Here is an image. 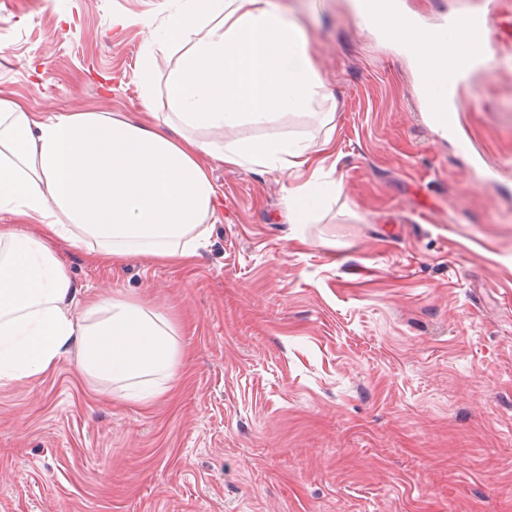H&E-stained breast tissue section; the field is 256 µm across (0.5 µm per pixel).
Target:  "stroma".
Wrapping results in <instances>:
<instances>
[{"label":"stroma","instance_id":"35a3bbf8","mask_svg":"<svg viewBox=\"0 0 512 512\" xmlns=\"http://www.w3.org/2000/svg\"><path fill=\"white\" fill-rule=\"evenodd\" d=\"M270 2L309 37L331 127L286 113L196 135L330 138L339 194L292 224L300 177L216 164L223 205L194 262L95 265L53 242L82 293L172 320L179 379L142 405L71 354L0 386V512H512V0L448 137L352 0ZM176 7L0 0V92L166 111L137 83L173 68L152 32Z\"/></svg>","mask_w":512,"mask_h":512}]
</instances>
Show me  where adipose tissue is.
<instances>
[{
  "instance_id": "ef3b65f1",
  "label": "adipose tissue",
  "mask_w": 512,
  "mask_h": 512,
  "mask_svg": "<svg viewBox=\"0 0 512 512\" xmlns=\"http://www.w3.org/2000/svg\"><path fill=\"white\" fill-rule=\"evenodd\" d=\"M158 51L173 57L166 75L140 73L141 96L152 104L165 86L167 112L152 121L105 112H33L0 93V385L39 377L70 352L84 371L128 381L130 397L147 405L173 382L180 358L168 317L109 294L69 306L78 293L49 243L83 244L98 263L149 254L187 263L210 236L219 204L209 164L293 172L311 166L327 143L291 137H254L207 143L191 129L261 125L283 112L311 107L321 82L307 37L268 0H180ZM380 37L401 47L426 77L451 83L449 62L488 60V34L441 38L408 25L404 12L382 0ZM335 184L310 180L289 190L295 224L307 223ZM38 223V232L27 229Z\"/></svg>"
}]
</instances>
